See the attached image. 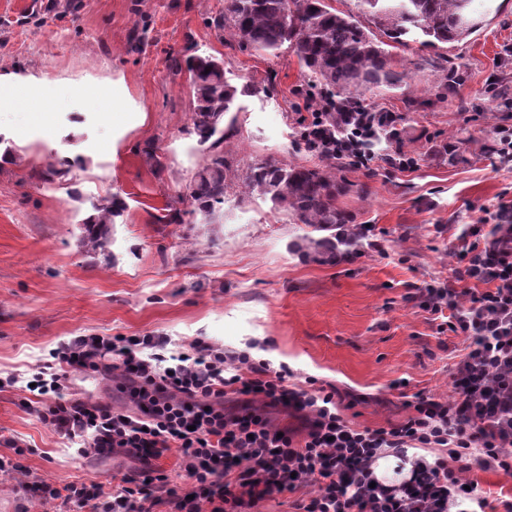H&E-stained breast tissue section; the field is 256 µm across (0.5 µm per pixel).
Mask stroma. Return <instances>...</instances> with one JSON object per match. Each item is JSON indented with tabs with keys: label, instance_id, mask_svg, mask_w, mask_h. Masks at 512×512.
<instances>
[{
	"label": "stroma",
	"instance_id": "stroma-1",
	"mask_svg": "<svg viewBox=\"0 0 512 512\" xmlns=\"http://www.w3.org/2000/svg\"><path fill=\"white\" fill-rule=\"evenodd\" d=\"M224 0H0V75L48 79L45 113L0 112L11 159L0 161V454L15 439L29 452L26 476L0 475V501L24 503L23 478L65 484L131 473L132 460L87 461L38 421L26 383L53 352L78 336L201 338L286 366L292 381L315 378L342 395L358 427L403 421L406 395L451 392L463 337L437 333L409 288L451 275L448 250L484 210L512 202V162L490 153L512 105L495 92L512 86V0L494 9L469 40L445 45L402 89L370 90L368 109L402 117L401 141H380L369 167L336 176L353 187L337 203L374 225L385 247L360 245L349 263H322L296 251L304 225L248 194L242 178L256 159L316 166L298 144L309 80L289 49L240 50L206 20ZM144 41L133 46L131 36ZM193 49L224 62L234 86L249 83L227 118L222 147L232 189L224 208L195 212L188 186L207 154L191 131L194 98L169 55ZM460 78L447 86L449 66ZM120 86L118 109L103 95ZM469 143L450 156L457 134ZM415 158L402 170L388 162ZM160 164H153V157ZM126 203L105 253L81 242L85 218L105 198ZM178 224L158 223L166 207ZM259 348H252V341ZM407 379L406 390L395 389ZM27 504V503H24ZM30 512H80L54 500Z\"/></svg>",
	"mask_w": 512,
	"mask_h": 512
}]
</instances>
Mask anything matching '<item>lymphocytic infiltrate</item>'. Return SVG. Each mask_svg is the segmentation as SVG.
I'll list each match as a JSON object with an SVG mask.
<instances>
[{
    "label": "lymphocytic infiltrate",
    "instance_id": "obj_1",
    "mask_svg": "<svg viewBox=\"0 0 512 512\" xmlns=\"http://www.w3.org/2000/svg\"><path fill=\"white\" fill-rule=\"evenodd\" d=\"M351 126L329 153L368 166L365 139L385 129L402 132L393 112L346 111ZM452 249L450 278L416 288L412 300L438 319L439 332L464 337L447 399L418 392L407 418L355 427L344 418L336 387L289 385L276 369L247 351H227L197 339L164 357L163 336H78L41 367L32 381L31 411L59 435L77 440L82 458L125 454L141 467L117 485L73 480L25 483L30 497L63 500L83 512H256L274 495L304 490L299 512H486L488 503L465 477L470 463L512 477V204L500 203L468 224ZM92 372L130 407L74 397L70 372ZM241 398L227 411V396ZM282 407L303 417L302 438L279 433L265 416ZM417 457H409V449ZM179 452L186 480L177 484L157 462ZM431 450L433 459L423 457ZM409 460L408 476L378 481L379 458Z\"/></svg>",
    "mask_w": 512,
    "mask_h": 512
}]
</instances>
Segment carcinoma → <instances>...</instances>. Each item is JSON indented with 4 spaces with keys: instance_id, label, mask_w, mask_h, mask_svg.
<instances>
[{
    "instance_id": "obj_1",
    "label": "carcinoma",
    "mask_w": 512,
    "mask_h": 512,
    "mask_svg": "<svg viewBox=\"0 0 512 512\" xmlns=\"http://www.w3.org/2000/svg\"><path fill=\"white\" fill-rule=\"evenodd\" d=\"M490 14L477 0H357V12L342 13L327 0H225L224 10L208 17V27L220 36L229 33L242 50L278 53L293 51L307 72L311 86L324 97H336L350 109L361 110L365 91L402 88L407 69L396 68L393 50L404 47L417 35L425 49L466 41L475 30L472 20ZM170 70L186 71L194 97L192 130L199 142L209 144L204 163L188 190L195 209L213 215L224 206L230 183L229 165L220 145L224 141L223 118L232 110L238 90L224 76L222 62L184 52L169 57ZM336 111L299 118L300 140L315 155L324 149V138L311 137V130L331 137L345 131ZM336 159L324 166L306 167L272 160L253 161L243 176L245 189L288 213L293 223L324 233L320 238L302 237L298 248L304 256L322 262L336 260V250L352 249L358 239L336 233L353 216L336 204L337 197L351 191V184L337 181ZM126 208L114 194L83 223L82 240L87 252L106 251L109 224Z\"/></svg>"
}]
</instances>
